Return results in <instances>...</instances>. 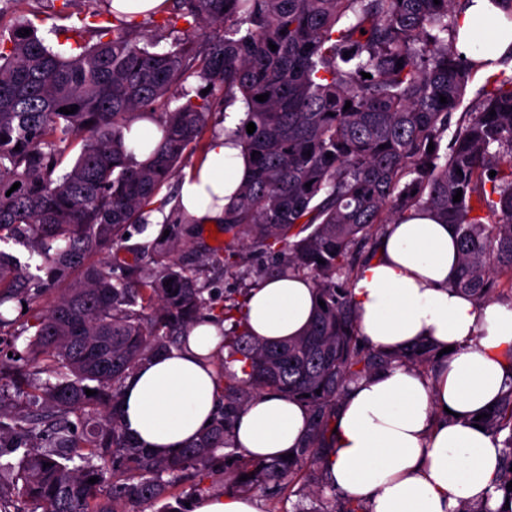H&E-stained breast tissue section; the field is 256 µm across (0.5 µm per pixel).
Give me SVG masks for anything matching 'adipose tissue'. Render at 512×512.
I'll return each mask as SVG.
<instances>
[{"label": "adipose tissue", "mask_w": 512, "mask_h": 512, "mask_svg": "<svg viewBox=\"0 0 512 512\" xmlns=\"http://www.w3.org/2000/svg\"><path fill=\"white\" fill-rule=\"evenodd\" d=\"M456 49L466 59H497L512 48V21L493 0H464ZM215 135L179 180L178 205L196 224L224 221L249 171L231 130ZM459 253L453 225L416 211L387 225L376 255L352 287L359 331L392 353L427 341L452 353L434 377L396 365L351 384L333 421L321 466L327 484L360 499L367 512H457L488 501L500 474V448L475 428V413L495 404L512 377V302L480 304L456 291ZM314 308L312 283L294 272L251 288L250 332L276 341L299 334ZM224 326L200 320L185 342L139 366L124 381L122 422L141 446L180 452L208 427L222 403L224 376L213 359ZM309 426L297 401L268 391L241 413L235 444L252 458L297 447Z\"/></svg>", "instance_id": "ef3b65f1"}]
</instances>
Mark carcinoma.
<instances>
[{"label": "carcinoma", "instance_id": "obj_1", "mask_svg": "<svg viewBox=\"0 0 512 512\" xmlns=\"http://www.w3.org/2000/svg\"><path fill=\"white\" fill-rule=\"evenodd\" d=\"M460 3L166 0L156 26L182 24L186 36L166 50L144 40L136 22L97 11L70 29L79 37L95 26L92 46L55 51L29 18L0 33V328L12 323L14 305L56 293L33 324L25 354L0 358V458H18L16 466L0 462V477L17 469L30 512L152 507L182 479L214 470L219 458L234 460L224 475L238 494L260 487L278 496L304 471L324 476L320 458L350 384L393 364L431 374L449 358L424 343L393 354L368 347L352 289L339 283L373 256L386 225L412 211L455 225L458 291L483 304L512 300V73L496 69L498 61L460 57ZM25 29L30 35L20 36ZM487 68L478 111L464 113L445 140L470 78ZM190 77L210 92L188 96ZM215 91L226 103H241L244 117L233 135L250 162L224 213L225 271L235 266L240 244L275 248V262L259 277L296 272L325 306L315 305L299 335L269 342L246 328L245 302L224 299L218 315L231 322L219 358L224 406L180 454L161 457L127 437L121 390L136 367L177 346L210 306L202 281L207 259L176 260L192 231L178 209L166 216V237L128 245L125 233L164 211L168 199L157 196L197 147ZM265 93L266 101L256 100ZM177 100L172 110L154 111ZM72 106V114L59 112ZM140 118L158 123L164 138L139 163L123 132ZM11 243L27 249L29 262L9 251ZM113 250L135 261L120 262ZM94 254L105 258L86 265ZM235 362L243 363L244 377ZM24 384L38 391L25 414L5 396ZM268 390L309 412L292 458L235 452L236 416ZM86 409L100 413L85 420L87 438L80 439L69 416ZM480 424L502 448L494 492L512 502V378ZM221 449L227 453L219 456ZM245 474L249 479L240 480ZM296 512L366 507L344 495Z\"/></svg>", "mask_w": 512, "mask_h": 512}]
</instances>
